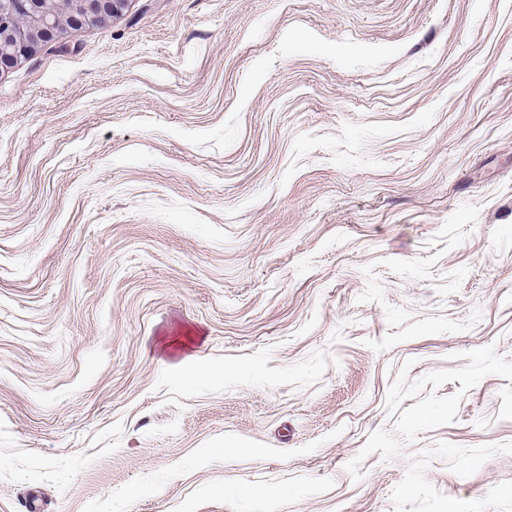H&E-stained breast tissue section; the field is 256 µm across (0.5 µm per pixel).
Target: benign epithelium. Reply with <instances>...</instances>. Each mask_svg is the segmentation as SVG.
<instances>
[{"instance_id": "1", "label": "benign epithelium", "mask_w": 512, "mask_h": 512, "mask_svg": "<svg viewBox=\"0 0 512 512\" xmlns=\"http://www.w3.org/2000/svg\"><path fill=\"white\" fill-rule=\"evenodd\" d=\"M131 0H0V71L60 44L73 29L116 19Z\"/></svg>"}]
</instances>
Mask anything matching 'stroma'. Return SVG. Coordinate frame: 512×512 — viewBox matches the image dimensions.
<instances>
[{
  "label": "stroma",
  "instance_id": "35a3bbf8",
  "mask_svg": "<svg viewBox=\"0 0 512 512\" xmlns=\"http://www.w3.org/2000/svg\"><path fill=\"white\" fill-rule=\"evenodd\" d=\"M0 512H512V0H133L0 73Z\"/></svg>",
  "mask_w": 512,
  "mask_h": 512
}]
</instances>
